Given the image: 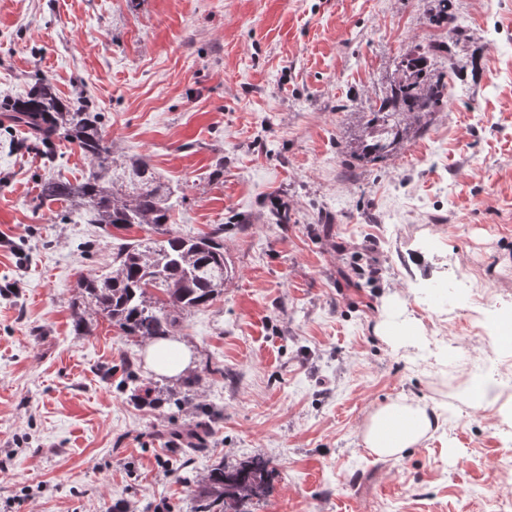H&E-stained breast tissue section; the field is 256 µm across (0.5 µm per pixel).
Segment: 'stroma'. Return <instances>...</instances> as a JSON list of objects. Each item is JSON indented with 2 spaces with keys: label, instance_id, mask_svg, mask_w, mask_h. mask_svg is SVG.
I'll list each match as a JSON object with an SVG mask.
<instances>
[{
  "label": "stroma",
  "instance_id": "obj_1",
  "mask_svg": "<svg viewBox=\"0 0 512 512\" xmlns=\"http://www.w3.org/2000/svg\"><path fill=\"white\" fill-rule=\"evenodd\" d=\"M435 0H0V101L49 76L104 114L116 150L180 198L171 228L220 232L232 275L176 338L198 375L147 371L144 345L104 317L77 335L79 274L107 273L147 226L101 230L38 202L52 160L0 115V512H193L162 429L209 408L205 454L276 468L257 512H512V420L477 407V362L512 315V0H454L465 28L454 92L386 159L354 152L360 113L400 55L447 40ZM288 221L269 223L275 200ZM393 309L419 338L375 327ZM220 371L202 373L204 359ZM408 396L438 430L400 459L360 427Z\"/></svg>",
  "mask_w": 512,
  "mask_h": 512
}]
</instances>
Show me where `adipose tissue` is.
<instances>
[{"label": "adipose tissue", "instance_id": "ef3b65f1", "mask_svg": "<svg viewBox=\"0 0 512 512\" xmlns=\"http://www.w3.org/2000/svg\"><path fill=\"white\" fill-rule=\"evenodd\" d=\"M145 361L153 373L175 377L186 370L190 353L177 340L160 339L148 344ZM438 427L436 414L428 412L414 399L403 397L369 413L361 427V437L372 454L395 460Z\"/></svg>", "mask_w": 512, "mask_h": 512}]
</instances>
